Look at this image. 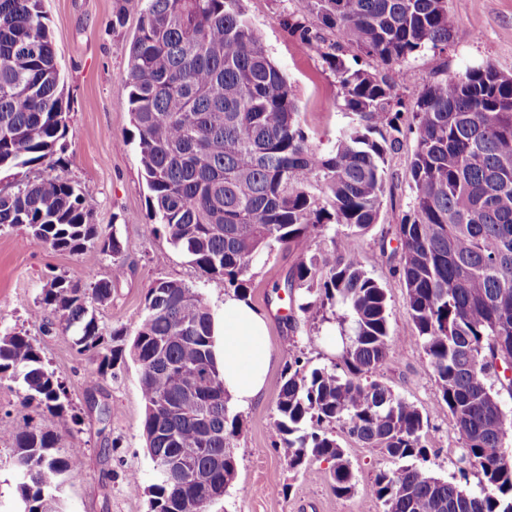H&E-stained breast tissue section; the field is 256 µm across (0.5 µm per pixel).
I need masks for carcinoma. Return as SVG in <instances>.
I'll return each mask as SVG.
<instances>
[{
    "mask_svg": "<svg viewBox=\"0 0 512 512\" xmlns=\"http://www.w3.org/2000/svg\"><path fill=\"white\" fill-rule=\"evenodd\" d=\"M128 50L125 90L138 131L140 162L157 227L210 281L244 296L252 264L274 248L294 249L340 227L344 238L377 222L388 173L400 145L398 96L404 66L425 51L443 52L469 38L448 13V0H310L336 43L323 53L347 112L327 153L313 148L297 98L271 61L238 0H142ZM284 25L322 49V38L293 16ZM352 58H347V53ZM371 58L388 76L360 63ZM69 109L43 0H0V169H29L52 156ZM416 149L409 167L410 211L396 227L402 256L394 272L406 289L408 318L427 356L441 399L462 444L461 475H481V492L432 476L430 419L414 403L371 379L397 355L385 289L362 257L331 237L304 255L274 294L284 290L308 321L343 308L352 335L345 370L308 366L293 352L275 402L274 446L295 472L331 463L330 487L353 493L356 476L335 428L392 467L376 474L371 494L383 512H512V78L493 66L433 80L412 107ZM96 202L62 175L0 189V229L23 230L41 248L80 255L97 247L113 258L111 274L90 287L55 277L41 309L75 329L79 351L98 361L95 385L129 351L139 366L145 404L143 437L155 459L199 448L198 464L224 455L231 471L213 485L228 488L237 460L229 450L242 430L232 414L212 353V314L198 289L156 279L145 315L124 347V332L100 327L94 307L124 276L123 244L91 223ZM207 374L198 398L179 383ZM19 381L36 408L64 411L65 391L29 336H0V380ZM0 434L12 442L22 474L24 512H62L61 490L74 478L58 435L29 421ZM149 512H208L210 494L194 485H149Z\"/></svg>",
    "mask_w": 512,
    "mask_h": 512,
    "instance_id": "obj_1",
    "label": "carcinoma"
}]
</instances>
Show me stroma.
I'll use <instances>...</instances> for the list:
<instances>
[{
	"mask_svg": "<svg viewBox=\"0 0 512 512\" xmlns=\"http://www.w3.org/2000/svg\"><path fill=\"white\" fill-rule=\"evenodd\" d=\"M117 0H43L58 66L69 101L66 132L56 153L33 169L1 170L0 187L24 178L60 174L91 194L96 201L92 221L103 232H116L124 244L125 276L112 288L111 299L94 314L106 330L134 332L145 315V296L158 278L196 287L211 312L224 304L223 284L211 282L165 235L153 234L148 190L141 175L138 134L131 121L124 83L127 51L139 23L137 8H129L122 26L112 24ZM240 7L273 62L293 86L311 144L331 150L345 123L342 97L335 74L320 51L310 50L282 25L285 15L298 16L319 31L326 43L336 41L334 30L323 26L309 0H240ZM448 12L474 35L472 41L439 53L426 51L410 60L407 77L398 85L406 104H414L426 85L443 74L492 65L512 77V0H448ZM415 148L413 136L403 137L388 155L389 180L376 224L351 237L366 270L383 286L390 305V334L403 356L383 364L376 377L396 395L415 402L430 417L433 440L425 469L433 476L466 482L479 492L476 472L461 475L462 454L455 421L441 399L428 360L407 315L406 291L394 269L400 261L395 229L409 211L408 170ZM329 236L311 238L293 250L265 254L250 271L247 300L269 316L273 364L262 398L242 410V431L233 442L237 475L226 495L209 512H382L370 494L375 473L389 460L346 434V448L358 483L353 494L336 496L329 484L331 465L314 462L306 473H293L274 451L273 414L281 374L294 348H302L311 366L338 364L349 341L351 326L327 315L316 323L289 326L284 312L271 304L273 285L284 279L300 254L329 248ZM110 255L90 249L80 255L32 245L18 230H0V331H22L35 339L46 366L62 381L65 411L56 414L26 405L21 383L0 381V425L33 418L55 432L59 446L73 449L71 465L77 478L63 494V512H149L145 494L127 489L129 474L142 485L153 481V463L142 436L144 401L139 371L132 360L117 362L114 372L91 385L88 375L96 364L79 352L73 332L44 334L32 316L53 278L84 281L87 273L108 276ZM14 466V450L0 438V512H22Z\"/></svg>",
	"mask_w": 512,
	"mask_h": 512,
	"instance_id": "obj_1",
	"label": "stroma"
}]
</instances>
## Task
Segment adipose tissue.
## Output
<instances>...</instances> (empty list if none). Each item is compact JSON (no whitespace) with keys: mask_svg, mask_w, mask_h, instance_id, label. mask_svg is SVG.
I'll list each match as a JSON object with an SVG mask.
<instances>
[{"mask_svg":"<svg viewBox=\"0 0 512 512\" xmlns=\"http://www.w3.org/2000/svg\"><path fill=\"white\" fill-rule=\"evenodd\" d=\"M212 339L230 407H250L264 394L272 363L267 315L235 295H225L222 310L212 316Z\"/></svg>","mask_w":512,"mask_h":512,"instance_id":"obj_1","label":"adipose tissue"}]
</instances>
